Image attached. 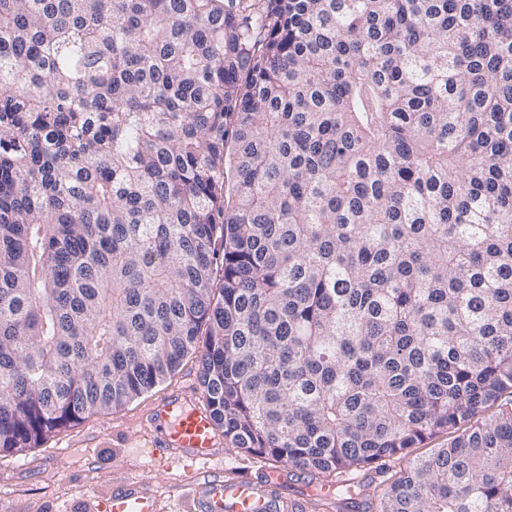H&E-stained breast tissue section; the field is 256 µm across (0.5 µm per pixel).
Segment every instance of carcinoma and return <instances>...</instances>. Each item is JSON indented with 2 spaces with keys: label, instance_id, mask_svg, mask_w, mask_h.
Returning <instances> with one entry per match:
<instances>
[{
  "label": "carcinoma",
  "instance_id": "cac0c4a2",
  "mask_svg": "<svg viewBox=\"0 0 512 512\" xmlns=\"http://www.w3.org/2000/svg\"><path fill=\"white\" fill-rule=\"evenodd\" d=\"M196 351L234 447L512 512V0H0V454Z\"/></svg>",
  "mask_w": 512,
  "mask_h": 512
}]
</instances>
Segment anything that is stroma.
Instances as JSON below:
<instances>
[{
  "mask_svg": "<svg viewBox=\"0 0 512 512\" xmlns=\"http://www.w3.org/2000/svg\"><path fill=\"white\" fill-rule=\"evenodd\" d=\"M199 363L195 356L184 359L177 373L133 402L105 414L86 416L77 424L57 431L39 446L0 456V512H79L85 497L110 491L128 477L159 487L175 512H191L180 485L193 478L188 463L162 467L145 452L142 421L153 406L173 391L198 385ZM453 437L443 432L410 449L408 456L381 461L345 471L333 478L290 471L282 487L291 498H309L326 482L340 485L360 481L368 485L364 501L348 512H377V500L392 475L406 467L409 458L430 453Z\"/></svg>",
  "mask_w": 512,
  "mask_h": 512,
  "instance_id": "obj_1",
  "label": "stroma"
}]
</instances>
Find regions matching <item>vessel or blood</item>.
Instances as JSON below:
<instances>
[{"label": "vessel or blood", "mask_w": 512, "mask_h": 512, "mask_svg": "<svg viewBox=\"0 0 512 512\" xmlns=\"http://www.w3.org/2000/svg\"><path fill=\"white\" fill-rule=\"evenodd\" d=\"M153 456L188 461L198 476L186 488L194 512H296L295 503L280 494L284 471H264L260 477L224 479L212 469L221 444L209 410L192 389L159 402L144 423ZM163 496L151 485L125 479L112 491L91 494L85 512H165Z\"/></svg>", "instance_id": "b4317fda"}]
</instances>
